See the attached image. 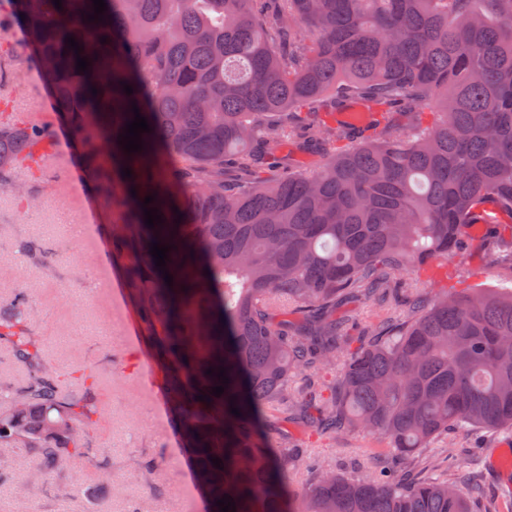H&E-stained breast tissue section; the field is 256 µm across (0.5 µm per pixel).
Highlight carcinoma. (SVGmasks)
I'll return each instance as SVG.
<instances>
[{
	"label": "carcinoma",
	"instance_id": "1",
	"mask_svg": "<svg viewBox=\"0 0 512 512\" xmlns=\"http://www.w3.org/2000/svg\"><path fill=\"white\" fill-rule=\"evenodd\" d=\"M105 3L90 21L92 0L60 10L0 0V25L24 30L0 53V72L18 55L45 63L55 105L20 119L3 103L0 194L35 202L16 169L49 147L56 121L71 127L118 217L106 225L112 260L164 355L208 512L224 497L229 512H473L481 480L451 463L412 480L385 466L361 477L321 470L291 492L288 472L303 462L284 425L328 438L376 432L415 468L450 432L512 428V292L429 297L409 286L403 317L379 321L341 378L325 379L352 342L339 299L400 304L396 273L462 253L481 222L504 226L492 256L512 270V0ZM78 56L88 70H76ZM353 103L381 114L376 140L349 144L358 128L334 113ZM134 105L151 131L127 153L118 137ZM271 141L317 146L324 160L312 172L285 160L271 174ZM148 195L162 219L152 229ZM156 241L170 246L163 272ZM17 248L46 255L38 240ZM2 347L25 377L0 380V481L13 476L14 448L48 464L86 458L101 417L95 382L73 370L82 389L64 390L21 296L0 315Z\"/></svg>",
	"mask_w": 512,
	"mask_h": 512
}]
</instances>
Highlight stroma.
<instances>
[{"mask_svg":"<svg viewBox=\"0 0 512 512\" xmlns=\"http://www.w3.org/2000/svg\"><path fill=\"white\" fill-rule=\"evenodd\" d=\"M10 71L0 82L10 111L26 117L41 110L46 90L40 65L16 58ZM53 151L48 163L30 161L17 174L41 195L39 207L29 209L0 195V265L16 272L0 279V311L8 312L15 294L25 293L37 343L64 371L77 368L96 380L103 411L95 449L74 469L47 467L28 449H15L18 476L0 482V512H127L140 499L151 500L155 512H208L166 401L162 367L147 336L130 333L139 318L137 303L129 292L114 302L111 289L101 285L102 277L121 282L125 276L111 261L104 223L85 220L81 205L95 191L78 162L77 140L64 125L54 128ZM32 238L49 247L45 262H29L17 251L18 242ZM491 249L486 234L472 232L465 255L435 270L411 267L399 280L431 295L497 287L508 270L490 263ZM290 432L306 456L339 474H366L383 458L402 465L372 433L345 432L324 440L296 426ZM507 440L512 441V432H481L474 438L452 433L423 457L431 461L454 451L460 463L481 474L486 498L506 503L512 501V472L492 470L487 451ZM148 463L155 467L150 477L142 473ZM102 467L110 469L111 481H100Z\"/></svg>","mask_w":512,"mask_h":512,"instance_id":"35a3bbf8","label":"stroma"}]
</instances>
